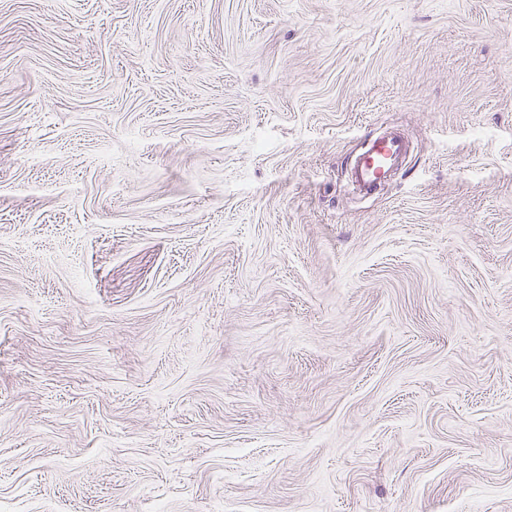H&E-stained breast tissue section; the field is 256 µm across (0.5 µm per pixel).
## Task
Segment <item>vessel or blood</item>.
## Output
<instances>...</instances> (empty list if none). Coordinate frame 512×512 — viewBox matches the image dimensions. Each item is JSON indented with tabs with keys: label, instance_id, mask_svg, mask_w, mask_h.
<instances>
[{
	"label": "vessel or blood",
	"instance_id": "vessel-or-blood-1",
	"mask_svg": "<svg viewBox=\"0 0 512 512\" xmlns=\"http://www.w3.org/2000/svg\"><path fill=\"white\" fill-rule=\"evenodd\" d=\"M408 154L409 143L401 133L387 130L372 136L354 162V189L367 194L381 189L400 174Z\"/></svg>",
	"mask_w": 512,
	"mask_h": 512
}]
</instances>
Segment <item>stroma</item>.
<instances>
[{"mask_svg": "<svg viewBox=\"0 0 512 512\" xmlns=\"http://www.w3.org/2000/svg\"><path fill=\"white\" fill-rule=\"evenodd\" d=\"M217 507L512 512V0H0V512ZM409 154V143L399 132L387 130L372 136L355 159L352 185L363 193L375 192L400 174Z\"/></svg>", "mask_w": 512, "mask_h": 512, "instance_id": "35a3bbf8", "label": "stroma"}]
</instances>
